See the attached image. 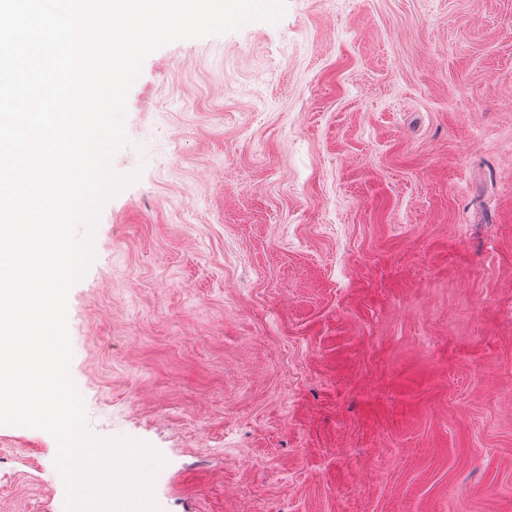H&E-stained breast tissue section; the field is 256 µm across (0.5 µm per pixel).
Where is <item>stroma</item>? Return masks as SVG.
<instances>
[{
  "label": "stroma",
  "instance_id": "obj_1",
  "mask_svg": "<svg viewBox=\"0 0 512 512\" xmlns=\"http://www.w3.org/2000/svg\"><path fill=\"white\" fill-rule=\"evenodd\" d=\"M68 295L157 512H512V0H286L151 53ZM0 512H65L0 425Z\"/></svg>",
  "mask_w": 512,
  "mask_h": 512
}]
</instances>
